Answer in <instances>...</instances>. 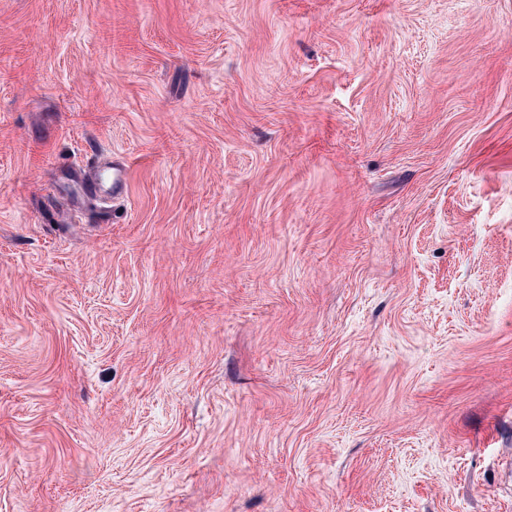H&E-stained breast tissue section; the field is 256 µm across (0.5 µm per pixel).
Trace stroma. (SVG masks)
I'll return each mask as SVG.
<instances>
[{
    "label": "stroma",
    "mask_w": 512,
    "mask_h": 512,
    "mask_svg": "<svg viewBox=\"0 0 512 512\" xmlns=\"http://www.w3.org/2000/svg\"><path fill=\"white\" fill-rule=\"evenodd\" d=\"M510 458L512 0H0V512H512ZM107 168L111 172L110 192L113 200L123 198L128 190L129 165L125 160L113 159L108 163Z\"/></svg>",
    "instance_id": "35a3bbf8"
}]
</instances>
